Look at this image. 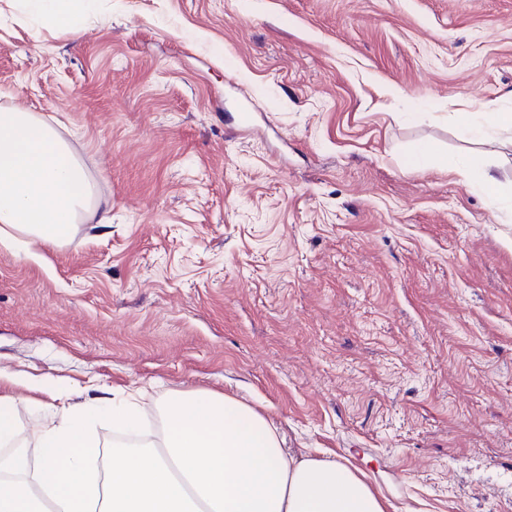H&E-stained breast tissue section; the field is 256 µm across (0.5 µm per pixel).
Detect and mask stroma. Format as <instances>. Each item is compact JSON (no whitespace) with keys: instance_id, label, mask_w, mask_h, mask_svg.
<instances>
[{"instance_id":"obj_1","label":"stroma","mask_w":512,"mask_h":512,"mask_svg":"<svg viewBox=\"0 0 512 512\" xmlns=\"http://www.w3.org/2000/svg\"><path fill=\"white\" fill-rule=\"evenodd\" d=\"M1 106L62 121L109 218L0 247V369L54 386L28 458L46 403L135 394L148 441L207 390L388 512H512V135L455 119L512 110V0H0ZM32 2L42 12L46 13L58 25L72 27L74 16L84 0H33Z\"/></svg>"}]
</instances>
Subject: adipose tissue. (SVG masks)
<instances>
[{"label": "adipose tissue", "mask_w": 512, "mask_h": 512, "mask_svg": "<svg viewBox=\"0 0 512 512\" xmlns=\"http://www.w3.org/2000/svg\"><path fill=\"white\" fill-rule=\"evenodd\" d=\"M101 199L73 145L38 113L0 107V245L59 246ZM20 377L0 373V446L16 441ZM37 463L0 462V512H387L348 465L287 456L269 420L244 402L180 392L160 408V441L99 459L94 424L138 425L131 403L49 405Z\"/></svg>", "instance_id": "obj_1"}]
</instances>
